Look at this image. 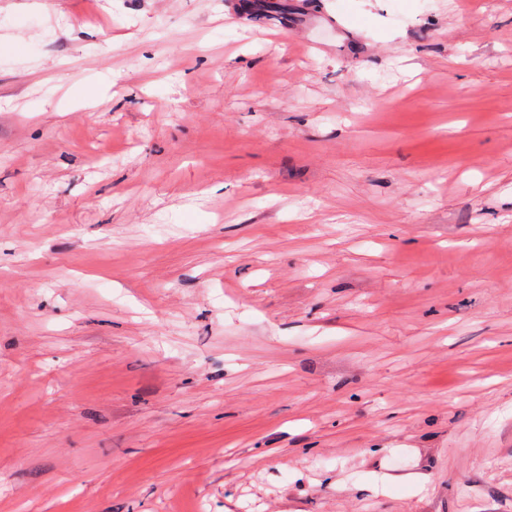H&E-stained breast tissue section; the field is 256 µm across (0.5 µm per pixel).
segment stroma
I'll use <instances>...</instances> for the list:
<instances>
[{"mask_svg":"<svg viewBox=\"0 0 512 512\" xmlns=\"http://www.w3.org/2000/svg\"><path fill=\"white\" fill-rule=\"evenodd\" d=\"M0 512H512V0H0Z\"/></svg>","mask_w":512,"mask_h":512,"instance_id":"stroma-1","label":"stroma"}]
</instances>
